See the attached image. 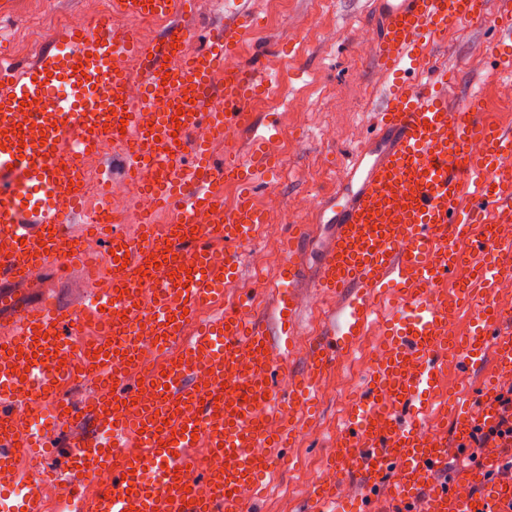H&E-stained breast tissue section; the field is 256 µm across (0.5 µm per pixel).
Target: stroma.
Wrapping results in <instances>:
<instances>
[{
	"instance_id": "stroma-1",
	"label": "stroma",
	"mask_w": 512,
	"mask_h": 512,
	"mask_svg": "<svg viewBox=\"0 0 512 512\" xmlns=\"http://www.w3.org/2000/svg\"><path fill=\"white\" fill-rule=\"evenodd\" d=\"M194 2L192 13L178 21L192 36L194 48L203 47L210 29L223 27L230 10L246 11L256 30L243 57L248 60L253 54H260L263 72L270 76L280 101L278 108L262 109V117L281 128L288 114L300 111L305 115L297 144L286 157L287 174L276 173L267 178L259 186L257 197L275 192L288 209L301 196L333 192V165L339 164L368 135L367 114L388 89L375 74L367 54L360 51L366 40L368 0H283L278 14L274 13L271 0H237L232 7L226 0ZM88 7L89 0H26L19 17L0 22V44L14 55L17 64L33 63L42 43L30 40L28 25L51 31ZM301 23L328 24L335 29L336 39L326 43L312 35L299 36L297 26ZM493 37L491 25L466 24L450 31L445 45L436 49L435 59L447 67L457 95L485 90L497 80L494 60L486 52ZM328 124L341 128L338 139H321L319 132ZM264 247V242H256L243 255L235 287L238 292L254 294L250 313L266 326L269 339L274 342L278 339L275 314L267 295L258 291L256 266L263 260ZM40 278L43 285L35 289V296H47L58 308L66 310L83 303L92 288L89 275L75 272L64 277L53 264L41 271ZM340 305V300L333 297L303 295L301 334L313 340L331 331ZM493 369L490 359L472 372L462 371L452 362L443 367L442 404L438 411L444 424L453 420L452 406L475 397L479 383L489 378ZM331 374L336 379L335 393L319 398L304 434L279 451L275 468L263 482L261 512H311L301 473L310 464L325 462L333 438L343 427L339 402L359 399L365 370L339 362Z\"/></svg>"
}]
</instances>
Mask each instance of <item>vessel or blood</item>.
I'll return each mask as SVG.
<instances>
[{
    "label": "vessel or blood",
    "mask_w": 512,
    "mask_h": 512,
    "mask_svg": "<svg viewBox=\"0 0 512 512\" xmlns=\"http://www.w3.org/2000/svg\"><path fill=\"white\" fill-rule=\"evenodd\" d=\"M194 0H109L91 21H72L52 33L53 48L36 63H0V283H21L36 268H72L80 243L71 232L87 224L77 199L83 171L77 153L116 149L125 178L142 168L155 176L146 193L169 217L156 232L142 217L132 236L113 217L115 259L104 271L113 293L91 292L95 306L119 312L123 321L100 353L76 344L85 332L75 313L44 305L25 308L14 335L0 337V470L23 494L0 512H43L41 478L16 466L21 449L42 448V435L21 438L16 422L30 416L33 401H54L56 422L72 449L75 468L58 479L67 512H250L236 496L248 486L261 492L276 459L264 447H286L299 436L319 387L336 361L363 335L388 285L399 291L400 310L419 311L418 321L392 325L383 356L370 365L360 399L326 458L323 480L309 491L312 512H374L382 499L399 512H512V480L486 478L504 440L487 443L483 458L468 462L466 446L476 431L494 430L512 417L501 399L512 378V315L498 295L512 279V129L494 122L480 92L450 103L447 69L433 48L467 22L487 17L488 0H369L370 59L390 78L376 112V127L355 147L335 192L318 198L317 221L332 224L322 242L311 283L321 296L343 298V322L330 341L309 349L306 371L273 383L296 352L295 319L303 286L297 282L307 225L288 226V255L269 295L278 315V343L248 316L246 300L224 306V290L239 276L240 251L255 243L265 214L253 186L279 161L276 134L253 105L270 90L256 66L242 62L254 23L238 14L213 31L203 49L187 59L175 54L186 32L176 20ZM165 20L160 37L145 41L132 24ZM137 60L143 92L130 93L122 62ZM235 59V67L224 64ZM81 132L72 144L69 127ZM43 132L31 140L30 129ZM233 134L250 142L248 159L215 160L201 130ZM242 191L226 207L222 184ZM224 250V267L213 254ZM457 288H448L452 275ZM152 289L151 311L140 308ZM472 307L465 336L448 333L456 310ZM211 321L198 323L203 310ZM152 334L140 336L142 318ZM196 334L181 339L186 321ZM167 354L164 371L148 373L140 347ZM92 356L101 373L94 400L77 412L56 396L67 380L42 378L45 367L75 356ZM493 357L497 376L485 381L470 404L456 407L452 431L432 423L439 371L447 360L471 369ZM247 370H240V361ZM217 449L222 466L199 469L196 437ZM137 452H125L127 440ZM457 456L448 471L449 456ZM160 469L157 484L140 473ZM111 475L95 496L84 486L99 472ZM398 479L385 483L390 472ZM444 481H436L440 472ZM360 475L355 500H345L340 477ZM472 482L466 495L456 488ZM207 489L194 491V483Z\"/></svg>",
    "instance_id": "b4317fda"
}]
</instances>
